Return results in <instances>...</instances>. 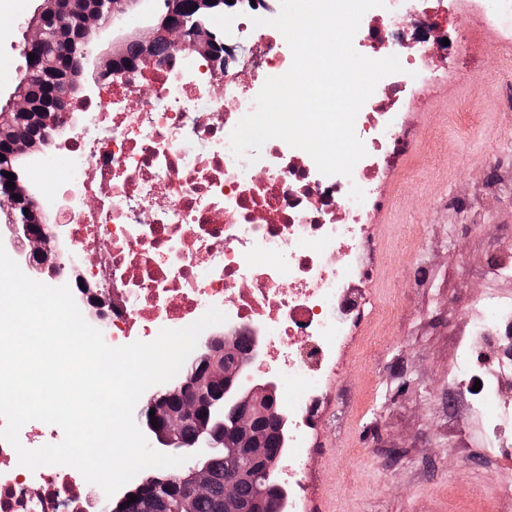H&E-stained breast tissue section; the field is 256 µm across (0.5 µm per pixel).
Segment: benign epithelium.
Instances as JSON below:
<instances>
[{
  "mask_svg": "<svg viewBox=\"0 0 512 512\" xmlns=\"http://www.w3.org/2000/svg\"><path fill=\"white\" fill-rule=\"evenodd\" d=\"M161 20L143 32L125 38L141 45L143 62L151 60L153 45L176 34L179 48L205 57L211 66L224 64V38L209 27V17L229 7L243 6L251 0H161ZM138 0H41L34 15L23 23L26 32L27 52L34 54L28 63L29 70L47 71L38 55V46L43 35L51 32L66 44L77 43L88 46L94 43L102 29L100 19L107 17L112 23L120 19ZM28 118L33 122L53 128L58 114L52 108L34 101L31 89L22 86L12 93L7 105L0 111V144L9 148L8 161L41 148V144L22 142L15 138L17 123ZM28 212H23V209ZM0 222L9 232V241H25L29 251L39 257V262L29 265L30 270L59 282L55 255V225L49 223L47 210L37 205L33 195L14 177L12 185L0 181ZM240 328L235 324L224 326L221 338L223 349L214 351L219 336L211 334L202 339L200 349L209 353L211 373L224 382V393L219 399L206 396L191 377H178L170 385L169 394L176 397L178 405L168 406L156 395L148 398V409L154 416L144 419L139 412L137 421L149 444L156 450L168 454L182 452L191 463L178 469H161L150 472L141 479L148 486L156 481L179 489L178 499L184 509L205 494L209 476L201 462L207 457L227 452L231 458L246 457L251 467L230 469L224 477L225 512H249L247 503L238 498L239 483L260 475L262 480L255 485L254 502L263 507L262 512H288V493L279 482L276 471L280 459L288 449L290 422L288 411L277 401L276 374L265 372L253 386L244 391L242 378L256 364L263 363L266 336L259 325L249 328L252 349L245 355L235 350L236 334ZM234 414V445L228 447L227 440L219 437L215 429L224 425V417ZM187 418L199 419L196 437L187 442L181 428Z\"/></svg>",
  "mask_w": 512,
  "mask_h": 512,
  "instance_id": "obj_1",
  "label": "benign epithelium"
}]
</instances>
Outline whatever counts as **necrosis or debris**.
Wrapping results in <instances>:
<instances>
[{
	"instance_id": "obj_1",
	"label": "necrosis or debris",
	"mask_w": 512,
	"mask_h": 512,
	"mask_svg": "<svg viewBox=\"0 0 512 512\" xmlns=\"http://www.w3.org/2000/svg\"><path fill=\"white\" fill-rule=\"evenodd\" d=\"M443 3L390 0L393 22L362 17L361 46L401 56L403 70L381 79L356 117L367 154L351 176L322 174L307 152L279 139L266 141L254 161L232 151L230 135L254 110L262 79L283 75L293 61L287 42L254 33L247 14L224 41L252 39L248 54L215 69L168 46L72 100L61 124L77 133L48 138L29 160L38 178L50 157L74 167L39 202L57 210L63 241L84 252L81 279L67 284L104 312L111 346L152 341L212 307L235 324L264 327L267 363L298 387L286 403L296 421L294 499L305 497L307 415L339 368L338 349L359 310L366 279L355 258L373 248L383 165L410 149L397 116L411 101L413 76L445 49L448 33L434 21ZM83 279L93 294L83 295ZM100 494L73 467L21 466L0 440V512H99Z\"/></svg>"
}]
</instances>
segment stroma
Instances as JSON below:
<instances>
[{
	"instance_id": "1",
	"label": "stroma",
	"mask_w": 512,
	"mask_h": 512,
	"mask_svg": "<svg viewBox=\"0 0 512 512\" xmlns=\"http://www.w3.org/2000/svg\"><path fill=\"white\" fill-rule=\"evenodd\" d=\"M38 0H0L11 16L0 58L20 67L21 25ZM455 29L436 79L405 129L414 152L384 181L390 206L361 259L376 278L307 429L304 512H512V427L460 376L478 299L512 303V64L501 36L471 59L475 17L449 4Z\"/></svg>"
}]
</instances>
